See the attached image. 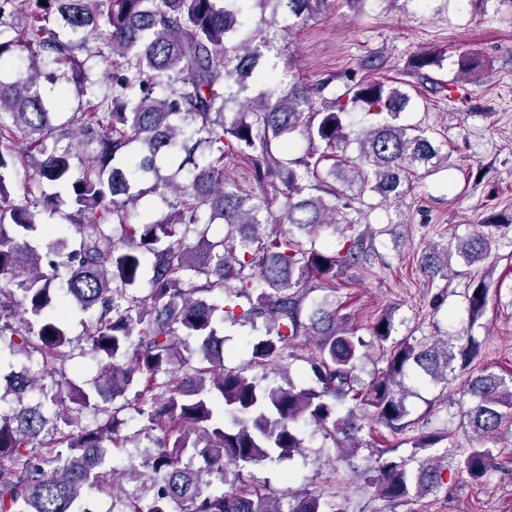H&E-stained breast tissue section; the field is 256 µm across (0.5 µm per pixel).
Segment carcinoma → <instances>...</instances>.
<instances>
[{
  "label": "carcinoma",
  "mask_w": 512,
  "mask_h": 512,
  "mask_svg": "<svg viewBox=\"0 0 512 512\" xmlns=\"http://www.w3.org/2000/svg\"><path fill=\"white\" fill-rule=\"evenodd\" d=\"M326 2L0 0V34L24 19L19 36L0 40V403L10 405L0 412V512H92L99 494L114 512H343L333 493L272 497L242 470L302 454L299 421L349 458L362 421L393 432L410 425L407 376L446 382L454 361L468 365L477 355L473 336L456 345L396 341L383 315L372 336L386 367L365 381L368 344L347 318L305 308L312 280L333 290L342 271L372 257L373 231L351 221L342 241L315 248V237L336 234L341 194L321 165L347 148L350 112L386 118L358 137L371 173L353 161L331 170L348 188L372 180L371 190L398 196L410 173L448 159L427 129L396 123L410 101L404 83L351 75L344 93L318 104L327 83L285 85L263 64L274 45L252 12L275 25L281 9L304 19ZM80 51L104 63L108 93L76 64ZM50 64L71 72L51 81L74 83L88 100L90 111L72 113L68 127L55 124L69 103L66 87L52 99L41 87ZM295 134L307 143L304 155L277 157L273 141L292 149ZM239 155L251 164L253 190L224 177V160ZM28 168L38 191L18 195L15 181ZM138 180L152 181L149 192L167 212L133 224L146 195L134 189ZM273 193L284 197L276 214ZM65 207L74 247L52 230ZM214 224L224 225L217 240L208 238ZM493 243L482 233L454 250L432 246L421 269L445 278L453 256L471 265ZM486 301L485 286L473 289L469 311L480 314ZM74 312L98 366L87 386L65 374ZM227 322L264 328L248 344L258 368L277 365L299 337H315L308 384L284 387L226 368ZM463 394L475 437L512 431V376L482 372ZM126 410L144 422L132 433L119 418ZM143 438L150 446L142 451ZM446 439L424 432L398 461L379 453L365 483L393 504L439 490L443 469L431 450ZM107 448L126 452V462L112 465ZM452 457L479 482L495 449L470 443Z\"/></svg>",
  "instance_id": "1"
}]
</instances>
